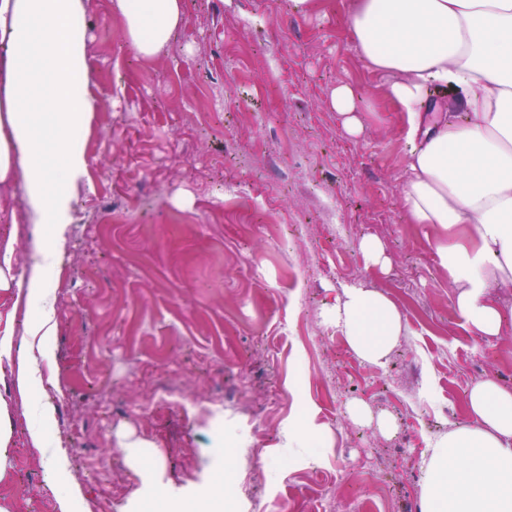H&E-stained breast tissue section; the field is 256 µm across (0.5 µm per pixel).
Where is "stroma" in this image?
<instances>
[{
	"label": "stroma",
	"mask_w": 512,
	"mask_h": 512,
	"mask_svg": "<svg viewBox=\"0 0 512 512\" xmlns=\"http://www.w3.org/2000/svg\"><path fill=\"white\" fill-rule=\"evenodd\" d=\"M348 2L298 13L289 0H182L177 34L143 57L112 0H86L96 110L52 259L44 392L57 408L45 446L67 466L47 477L19 368H6L15 512H58L62 497L74 512H146L143 474L115 446L124 430L146 441L180 512H202L226 477L237 512H422L428 444L470 422L469 387L492 377L512 390V286L491 291L500 335H472L434 229L400 208L405 120L386 75L358 55ZM340 83L372 104L361 135L330 106ZM114 204L129 222L113 223ZM367 236L385 267L366 264ZM349 284L381 291L406 318L384 366L361 360L324 318ZM329 379L332 401L320 394ZM169 381L180 398L151 403ZM419 384L454 406L450 422L415 412L406 395ZM359 402L393 429L354 422ZM305 421L328 447L290 446L289 425Z\"/></svg>",
	"instance_id": "obj_1"
}]
</instances>
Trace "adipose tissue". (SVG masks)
<instances>
[{
	"instance_id": "1",
	"label": "adipose tissue",
	"mask_w": 512,
	"mask_h": 512,
	"mask_svg": "<svg viewBox=\"0 0 512 512\" xmlns=\"http://www.w3.org/2000/svg\"><path fill=\"white\" fill-rule=\"evenodd\" d=\"M124 37L150 57L176 34L180 0H116ZM347 26L359 56L389 75L385 95L407 122L410 143L402 210L412 224L447 232L462 225L469 245L436 240L455 306L476 336L500 335L490 300L512 285V0H350ZM84 0H0V186L22 185L44 237L15 267V237L0 241V300L25 294L37 309L26 326V402L42 445L56 408L45 401L42 365L51 363L55 309L50 259L72 222L73 189L88 160L82 133L95 110L87 83ZM452 87L454 108L435 113L431 88ZM345 130L363 132L369 101L346 84L330 92ZM355 353L383 363L405 319L380 292L346 288L326 314ZM466 402L470 423L432 441L423 512H512V391L486 379Z\"/></svg>"
}]
</instances>
